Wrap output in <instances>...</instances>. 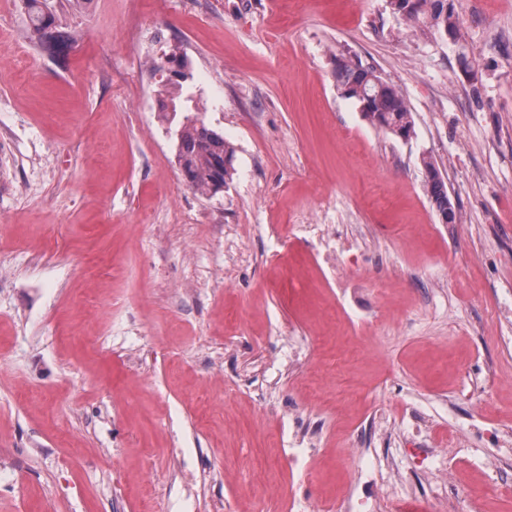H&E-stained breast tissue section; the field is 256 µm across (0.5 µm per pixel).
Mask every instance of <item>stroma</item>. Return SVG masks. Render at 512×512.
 <instances>
[{"label":"stroma","mask_w":512,"mask_h":512,"mask_svg":"<svg viewBox=\"0 0 512 512\" xmlns=\"http://www.w3.org/2000/svg\"><path fill=\"white\" fill-rule=\"evenodd\" d=\"M49 2L61 56L0 0V512H512L479 433H512V0H454L453 37L391 0ZM174 49L236 149L214 194L158 94ZM336 77L344 96L352 99L373 126L402 139L413 133V119L403 94L352 56H336ZM423 165L426 170V190L438 212L441 222L445 224L455 223V207L448 195L444 179L431 161L423 159Z\"/></svg>","instance_id":"stroma-1"}]
</instances>
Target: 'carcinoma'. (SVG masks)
<instances>
[{"label": "carcinoma", "mask_w": 512, "mask_h": 512, "mask_svg": "<svg viewBox=\"0 0 512 512\" xmlns=\"http://www.w3.org/2000/svg\"><path fill=\"white\" fill-rule=\"evenodd\" d=\"M27 25L30 37L51 54L61 52L65 35L59 29L54 13L47 9L45 0H26ZM412 19H426L445 36L456 33L452 0H417L416 8L406 13ZM336 77L344 96L361 108L363 117L398 138H409L413 133V119L403 94L394 85L365 67L352 56L336 58ZM179 82L162 84L160 94L169 97L170 122L175 124L176 150L182 173L188 184L202 194L217 193L222 184L232 180L234 149L224 136L210 128L196 109L180 102ZM426 170L427 193L444 224L456 220L455 207L448 195L444 179L434 164L423 161Z\"/></svg>", "instance_id": "carcinoma-1"}]
</instances>
